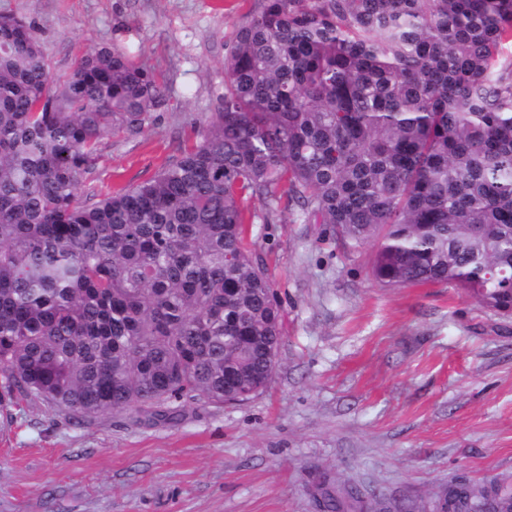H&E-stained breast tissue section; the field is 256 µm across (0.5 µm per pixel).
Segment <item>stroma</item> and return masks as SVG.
I'll return each instance as SVG.
<instances>
[{"instance_id": "obj_1", "label": "stroma", "mask_w": 512, "mask_h": 512, "mask_svg": "<svg viewBox=\"0 0 512 512\" xmlns=\"http://www.w3.org/2000/svg\"><path fill=\"white\" fill-rule=\"evenodd\" d=\"M259 0H0L52 74L89 50L127 53L166 85L136 137L104 139L79 190L95 202L152 177L220 112L224 50ZM251 240L282 301L268 388L175 425L78 419L25 401L0 411V512H318L319 476L367 506L430 512L449 479L512 482V318L461 288L381 287L374 244L282 212Z\"/></svg>"}]
</instances>
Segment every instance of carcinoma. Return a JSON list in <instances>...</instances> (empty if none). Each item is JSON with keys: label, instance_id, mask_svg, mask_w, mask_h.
<instances>
[{"label": "carcinoma", "instance_id": "carcinoma-1", "mask_svg": "<svg viewBox=\"0 0 512 512\" xmlns=\"http://www.w3.org/2000/svg\"><path fill=\"white\" fill-rule=\"evenodd\" d=\"M260 2L200 139L92 204L103 139L143 133L165 90L104 47L55 79L31 26L0 15L1 407L176 424L262 392L282 314L247 225L284 194L301 223L375 243L380 285L460 287L512 317V0ZM314 498L365 508L325 477ZM443 500L512 512V486L454 477Z\"/></svg>", "mask_w": 512, "mask_h": 512}]
</instances>
